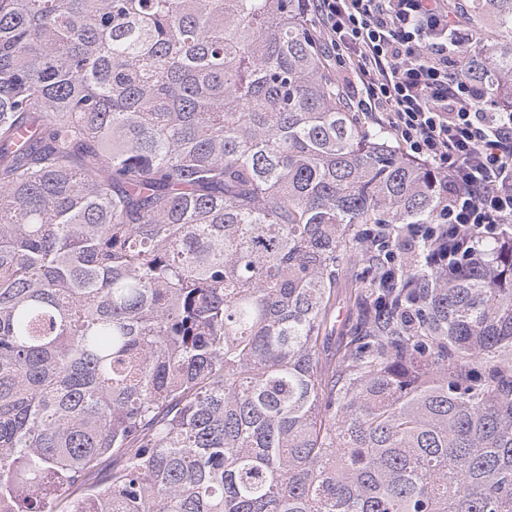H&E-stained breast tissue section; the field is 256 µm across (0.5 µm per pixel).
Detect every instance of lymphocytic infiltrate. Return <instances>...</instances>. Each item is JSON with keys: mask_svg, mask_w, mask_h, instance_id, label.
<instances>
[{"mask_svg": "<svg viewBox=\"0 0 512 512\" xmlns=\"http://www.w3.org/2000/svg\"><path fill=\"white\" fill-rule=\"evenodd\" d=\"M352 108L423 163L448 216L447 250L458 267L477 245L512 229V110L488 99L457 56L471 34L448 0H305Z\"/></svg>", "mask_w": 512, "mask_h": 512, "instance_id": "lymphocytic-infiltrate-1", "label": "lymphocytic infiltrate"}]
</instances>
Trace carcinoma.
<instances>
[{
    "instance_id": "obj_1",
    "label": "carcinoma",
    "mask_w": 512,
    "mask_h": 512,
    "mask_svg": "<svg viewBox=\"0 0 512 512\" xmlns=\"http://www.w3.org/2000/svg\"><path fill=\"white\" fill-rule=\"evenodd\" d=\"M303 4L0 0V512H512V239L402 246Z\"/></svg>"
}]
</instances>
